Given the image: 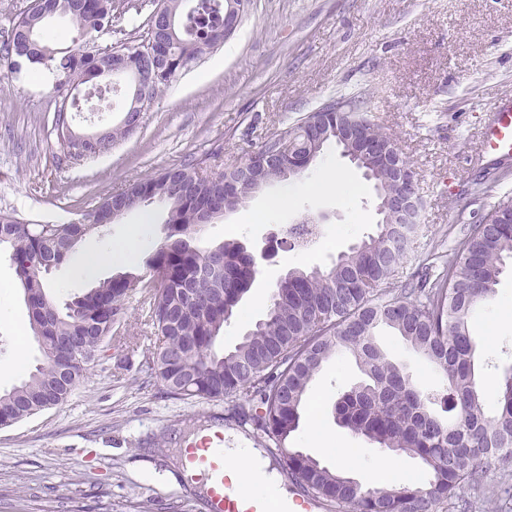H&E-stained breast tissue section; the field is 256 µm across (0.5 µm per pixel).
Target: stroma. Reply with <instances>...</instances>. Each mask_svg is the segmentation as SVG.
Returning a JSON list of instances; mask_svg holds the SVG:
<instances>
[{"label":"stroma","instance_id":"stroma-1","mask_svg":"<svg viewBox=\"0 0 512 512\" xmlns=\"http://www.w3.org/2000/svg\"><path fill=\"white\" fill-rule=\"evenodd\" d=\"M156 5L120 0L121 19L98 33L97 46L144 42ZM50 87L48 74L15 75L0 65V211L38 223L78 221L102 198L193 157L215 154L218 169L237 164L332 96L359 97L415 174L426 210L405 272L428 255L451 251L470 225L512 199V164L475 157L489 106L512 96V0H247L234 33L156 96L132 133L95 157L58 158L49 134L56 108ZM329 170L341 176L338 191L308 192ZM297 183L302 190L287 207L275 201L288 184L275 182L201 231L210 245L232 228L251 252H268L241 302L257 319L264 310L255 299L269 301L289 269H329L341 252L377 232L372 184L336 145H327ZM166 217L157 203L127 211L102 234L83 239L77 252L105 250L135 227L140 255L148 257L165 240ZM319 217L327 247L309 254L272 247V231ZM493 319L499 327L489 340L482 324ZM146 320L144 294L132 289L111 340L67 400L0 429V512H207L176 461L189 438L220 423L263 447L260 431L234 418L226 401L179 399L146 378L155 342ZM28 327L15 268L2 252L0 364L19 353L27 369L41 361ZM471 332L476 374L492 383L512 368V269L478 309ZM378 343L416 385L440 393L441 377L393 331L381 329ZM360 377L351 356L325 364L309 385L292 444L331 464L308 436L312 416H319L332 445L357 449L353 478L378 485L381 451L332 414L338 394Z\"/></svg>","mask_w":512,"mask_h":512}]
</instances>
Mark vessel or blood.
Returning a JSON list of instances; mask_svg holds the SVG:
<instances>
[{
	"label": "vessel or blood",
	"mask_w": 512,
	"mask_h": 512,
	"mask_svg": "<svg viewBox=\"0 0 512 512\" xmlns=\"http://www.w3.org/2000/svg\"><path fill=\"white\" fill-rule=\"evenodd\" d=\"M492 119L479 144L481 155L512 156V99H501L491 105ZM223 446L211 449L209 456H189L191 467H202L203 479L210 484L211 512H296L297 500H286L277 493L241 496L226 481Z\"/></svg>",
	"instance_id": "1"
}]
</instances>
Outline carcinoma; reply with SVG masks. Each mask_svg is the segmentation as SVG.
Returning <instances> with one entry per match:
<instances>
[{"mask_svg": "<svg viewBox=\"0 0 512 512\" xmlns=\"http://www.w3.org/2000/svg\"><path fill=\"white\" fill-rule=\"evenodd\" d=\"M167 19L149 23L148 42L160 57L153 95L177 81L189 65L224 41L228 0H164ZM62 10L77 31L58 46L46 15ZM114 0H39L13 24L0 54L24 55V65L52 75L57 106L52 133L63 146L72 127L74 85L130 80L140 68V44L94 46V34L119 21ZM344 112L308 113L267 137L247 158L206 173L205 160L192 158L104 197L79 224H40L0 213V248L10 251L29 308V324L43 359L12 390L0 393V427L11 426L63 403L95 360L129 287L156 280L145 297L155 345L147 373L176 398L233 400L232 411L280 451L289 479L303 491L349 512H439L455 507L461 491L475 497L463 509L479 508L477 494L491 488L512 500V369L488 389L475 373L476 343L470 324L476 308L496 293L512 265V200L502 201L472 227L443 261L441 270L400 280V269L420 233L397 241L401 223L379 224L377 235L341 253L328 270L292 269L277 283L263 318L231 348L219 349L224 326L249 292L257 267L247 247L228 239L199 245L201 221L212 211L246 200L265 184L300 176L307 156L320 154L338 136L388 143L354 97L329 98ZM288 140L292 148L281 149ZM369 180L378 200L397 190L389 171ZM155 201L168 208L166 248L146 261V273L112 276L60 305L45 291V268L70 260L85 237L112 224V210L129 202ZM394 329L444 380L436 398L415 385L379 347L375 330ZM351 354L365 380L333 405L339 426L386 451L421 462L425 478L416 487L364 486L339 469L288 447L300 425L313 377L336 353ZM493 392L497 408L486 399ZM243 402L235 401L239 394ZM453 413L447 421L435 412Z\"/></svg>", "mask_w": 512, "mask_h": 512, "instance_id": "obj_1", "label": "carcinoma"}]
</instances>
